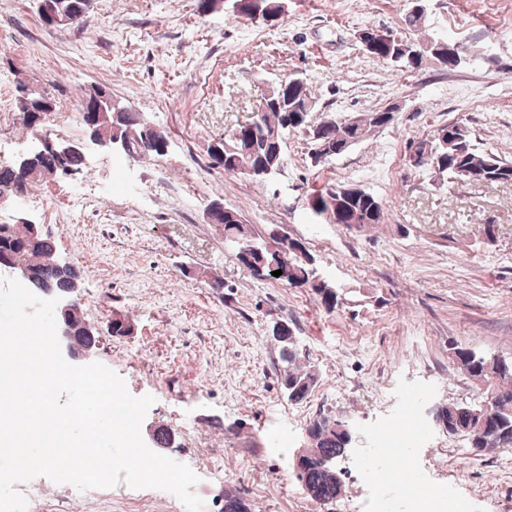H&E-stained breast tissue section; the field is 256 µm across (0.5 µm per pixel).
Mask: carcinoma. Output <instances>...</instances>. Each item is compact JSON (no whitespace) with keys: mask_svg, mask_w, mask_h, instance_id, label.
<instances>
[{"mask_svg":"<svg viewBox=\"0 0 512 512\" xmlns=\"http://www.w3.org/2000/svg\"><path fill=\"white\" fill-rule=\"evenodd\" d=\"M252 10L243 17L253 20L256 14L266 15L282 10V0H256ZM398 37L385 34L374 49L366 53L375 59L390 64L400 71H413L427 61L450 66L448 42L438 39L418 41L419 53L413 59H398L393 56V47ZM311 98L307 83L303 79L287 80L286 85H275L264 97L265 111L257 116L258 122L246 128L238 125L241 137H223L225 159L210 165L224 170L228 175H251L263 180L265 175L250 173L256 166L274 171L284 164L285 153L277 151V145L285 144L291 129L286 127L290 112ZM25 129L37 135L45 133L48 117L56 111V106L47 96H39L28 102L19 103ZM379 111L362 112L349 117V121H335L316 126L308 125L311 134L310 144L327 143L340 148L343 155L354 145L362 142L374 132L383 128L379 121ZM81 121L95 124L96 133L108 140L117 135L129 146L128 155L135 157H160L156 144L167 140V136L157 128H149L142 122L138 112H83ZM414 149L422 163L420 167L430 168L439 174L446 173L452 181L484 186L512 183V161L502 159L492 153L481 152L472 142V132L461 119L451 120L433 131L431 137L412 138L406 150ZM61 165L60 175H68L81 169L82 160L74 155L60 164L49 155L27 153L18 159L0 164V198H20L30 188L42 180L43 170ZM340 186L324 188L313 193V212L335 224L347 227L368 228L385 224L389 220L383 204L371 193L362 191L354 197L339 195ZM214 206L222 209L215 216L214 223L224 231V238L235 237L245 247L254 241V228L245 222L235 209L224 210V204ZM24 229L17 227L9 233L0 232V252L13 251L20 244ZM54 248V243L45 238L34 247L22 252V256L33 266L35 274L28 281L27 288L36 293L52 283L56 286L71 287L80 281V273L73 267L60 271L42 262L45 252ZM252 262L245 264L250 270L255 265L264 267L266 277H272L275 270L282 271L276 278L279 283L291 288H306L328 313L343 305V290L335 283L321 277L316 267L315 256L308 250L302 253H285L276 246H259V251L251 254ZM450 359L456 369L466 375L483 395L491 396L490 410L483 416H473L468 406L462 403H448L437 410V419L448 425V431L457 432L470 444H475L485 452L496 448H512V358L506 359L490 355L476 348L451 343L448 345ZM282 362L280 384L288 401L297 405L306 401L315 389L319 378L306 363V357L293 346L279 344ZM319 433L316 446L320 458L310 461L304 474L297 479L305 482L310 498L328 504L342 493V483L335 481L322 469V460L338 459L349 448V438L339 431L336 423L328 419H317Z\"/></svg>","mask_w":512,"mask_h":512,"instance_id":"obj_1","label":"carcinoma"}]
</instances>
